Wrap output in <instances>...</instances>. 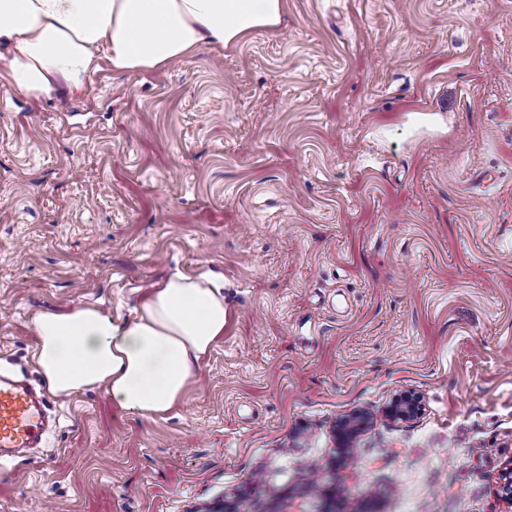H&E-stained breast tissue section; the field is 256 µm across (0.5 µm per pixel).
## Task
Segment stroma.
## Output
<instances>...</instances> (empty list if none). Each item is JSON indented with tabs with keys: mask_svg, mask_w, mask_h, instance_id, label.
<instances>
[{
	"mask_svg": "<svg viewBox=\"0 0 512 512\" xmlns=\"http://www.w3.org/2000/svg\"><path fill=\"white\" fill-rule=\"evenodd\" d=\"M1 169L0 367L42 383L36 312L177 272L228 318L167 418L50 396L0 512H512V0H286L153 72L0 84ZM419 410V396L411 391H402L393 397L385 415L393 421H407L413 419ZM372 422V415L363 410L340 417L334 430L340 450L345 453L353 447L358 435L368 429Z\"/></svg>",
	"mask_w": 512,
	"mask_h": 512,
	"instance_id": "obj_1",
	"label": "stroma"
}]
</instances>
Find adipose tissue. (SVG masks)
Masks as SVG:
<instances>
[{"mask_svg":"<svg viewBox=\"0 0 512 512\" xmlns=\"http://www.w3.org/2000/svg\"><path fill=\"white\" fill-rule=\"evenodd\" d=\"M281 13L282 0H0V78L34 99L74 94L99 58L153 71ZM226 321L219 276L177 273L131 320L83 305L40 312L33 326L52 393L102 388L125 413L155 419L181 404Z\"/></svg>","mask_w":512,"mask_h":512,"instance_id":"1","label":"adipose tissue"}]
</instances>
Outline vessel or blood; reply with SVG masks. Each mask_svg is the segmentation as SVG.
<instances>
[{
    "label": "vessel or blood",
    "instance_id": "1",
    "mask_svg": "<svg viewBox=\"0 0 512 512\" xmlns=\"http://www.w3.org/2000/svg\"><path fill=\"white\" fill-rule=\"evenodd\" d=\"M51 427L44 392L27 380L0 371V456L38 447Z\"/></svg>",
    "mask_w": 512,
    "mask_h": 512
}]
</instances>
